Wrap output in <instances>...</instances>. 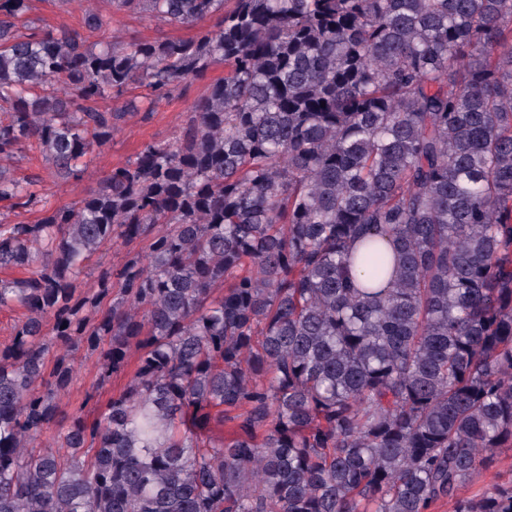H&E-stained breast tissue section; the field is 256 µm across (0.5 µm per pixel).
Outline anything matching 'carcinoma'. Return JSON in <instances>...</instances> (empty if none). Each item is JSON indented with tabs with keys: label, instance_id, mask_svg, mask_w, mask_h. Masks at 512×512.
Instances as JSON below:
<instances>
[{
	"label": "carcinoma",
	"instance_id": "cac0c4a2",
	"mask_svg": "<svg viewBox=\"0 0 512 512\" xmlns=\"http://www.w3.org/2000/svg\"><path fill=\"white\" fill-rule=\"evenodd\" d=\"M112 7L196 31L94 48L0 0L1 161L77 180L124 117L99 103L224 77L78 205L0 222L31 268L0 279V512H512V484L459 495L512 448V0ZM38 186L0 167V201ZM116 239L147 252L79 290ZM55 346L137 369L37 449ZM25 314L26 311L19 307L12 310H0V349L11 343L13 327L25 317Z\"/></svg>",
	"mask_w": 512,
	"mask_h": 512
}]
</instances>
